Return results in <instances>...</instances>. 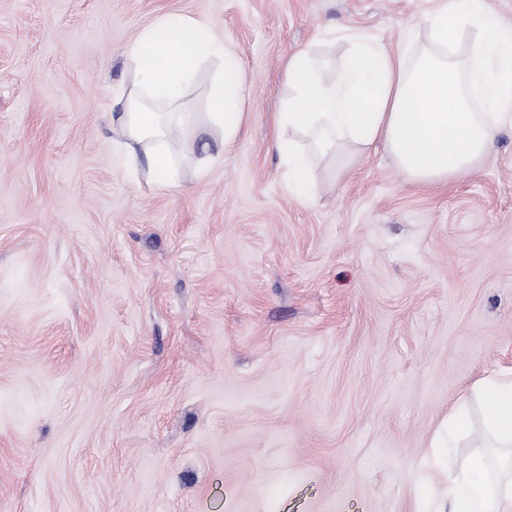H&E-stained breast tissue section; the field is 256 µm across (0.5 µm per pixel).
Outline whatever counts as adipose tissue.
I'll return each mask as SVG.
<instances>
[{
  "label": "adipose tissue",
  "instance_id": "obj_1",
  "mask_svg": "<svg viewBox=\"0 0 512 512\" xmlns=\"http://www.w3.org/2000/svg\"><path fill=\"white\" fill-rule=\"evenodd\" d=\"M331 66L314 50L286 67L288 95L275 115V148L289 195L314 201L312 171L334 161L349 171L357 155L383 147L404 178L445 185L484 162L497 135L512 129V25L486 0H434L392 51L379 37L348 36ZM132 87L123 92L118 143L132 177L167 193L183 169L197 174L223 161L246 120V86L234 48L204 20L165 15L145 25L124 48ZM208 71V109L189 112L185 99ZM219 150L196 156L198 138ZM466 407L448 419L439 440L475 433L482 447L448 476V499L435 512H512V369L481 379Z\"/></svg>",
  "mask_w": 512,
  "mask_h": 512
}]
</instances>
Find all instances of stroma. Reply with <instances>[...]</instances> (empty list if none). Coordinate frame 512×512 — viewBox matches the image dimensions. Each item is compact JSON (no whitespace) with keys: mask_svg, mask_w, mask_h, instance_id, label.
<instances>
[{"mask_svg":"<svg viewBox=\"0 0 512 512\" xmlns=\"http://www.w3.org/2000/svg\"><path fill=\"white\" fill-rule=\"evenodd\" d=\"M427 0H0V512H426L432 440L512 367V130L440 189L376 149L289 199V58L397 47ZM231 44L246 124L206 178L131 181L123 50L163 15Z\"/></svg>","mask_w":512,"mask_h":512,"instance_id":"obj_1","label":"stroma"}]
</instances>
